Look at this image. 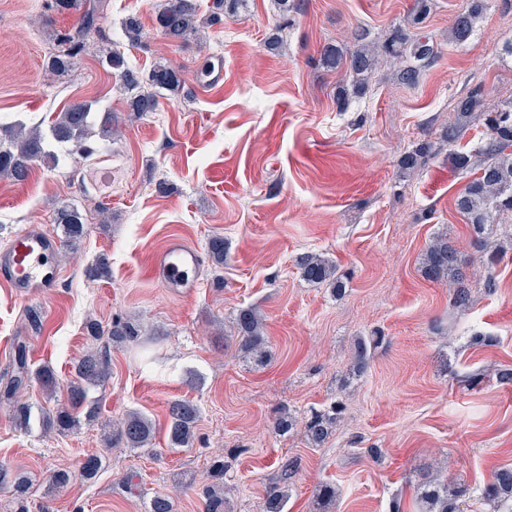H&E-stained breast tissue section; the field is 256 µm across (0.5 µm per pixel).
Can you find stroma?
Instances as JSON below:
<instances>
[{
  "instance_id": "35a3bbf8",
  "label": "stroma",
  "mask_w": 512,
  "mask_h": 512,
  "mask_svg": "<svg viewBox=\"0 0 512 512\" xmlns=\"http://www.w3.org/2000/svg\"><path fill=\"white\" fill-rule=\"evenodd\" d=\"M468 2L431 0L423 31L437 56L415 87L387 65L342 110L336 87L345 74L319 65L322 47L348 48L357 31L384 42L404 26L412 0H297L285 26L273 0H249L203 38L177 45L155 25L159 0H109L100 34L64 77L43 59L75 11L0 0V125L31 127L89 101L118 128L95 158L38 162L22 184L0 178V250L30 225L60 234L53 217L62 203L108 208L61 248L54 292L22 298L0 287V468L31 480V512H146L158 492L173 497L174 512H203L219 454L233 512H264L287 460L296 468L286 512H422L417 490L437 476L464 482L477 512H494L483 490L494 470L512 466V384L497 380L512 368V250L493 267L496 292L468 267L472 303L454 307L447 281L427 279L421 257L439 236L476 256L455 208L475 172L455 168L444 149L413 173L400 165L418 141H439L472 88L512 101V0H486L475 32L457 44L448 31ZM131 15L144 32L135 44L122 32ZM275 33L282 46L271 52L265 41ZM111 42L133 70L148 72L161 56L179 67L178 98H161L147 115L129 112L118 71L100 62ZM175 234L201 250L214 235L227 246L223 264L206 261L187 296L148 274ZM304 253L337 263L342 295L300 277ZM103 255L108 276H89ZM246 305L265 319L263 367L238 349L235 315ZM31 309L39 327L26 319ZM91 319L137 320L141 342L111 347L110 376L89 394L94 423L43 431L38 417L50 402L39 387L5 394L14 355L21 348L30 367H52L65 395L91 347ZM375 335L367 368L355 373L358 338ZM147 354L167 374L144 371ZM178 398L200 408L190 448L167 443V408ZM335 401L345 411L321 447L301 429L274 430L281 408L302 418ZM20 403L31 407L25 428L15 419ZM131 409L155 421V453L107 448L108 431ZM89 454L106 463L87 482L80 464ZM57 471L71 480L53 492L48 476ZM326 484L336 490L329 503L318 496Z\"/></svg>"
}]
</instances>
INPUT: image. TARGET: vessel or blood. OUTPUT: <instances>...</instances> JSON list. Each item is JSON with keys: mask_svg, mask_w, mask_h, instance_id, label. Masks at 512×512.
<instances>
[{"mask_svg": "<svg viewBox=\"0 0 512 512\" xmlns=\"http://www.w3.org/2000/svg\"><path fill=\"white\" fill-rule=\"evenodd\" d=\"M60 246L56 237L38 227L16 232L8 247L0 251V286L24 297L51 292L60 278L56 262ZM202 264L201 252L174 236L152 255L149 275L175 292L190 293L198 286Z\"/></svg>", "mask_w": 512, "mask_h": 512, "instance_id": "vessel-or-blood-1", "label": "vessel or blood"}]
</instances>
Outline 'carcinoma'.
Returning <instances> with one entry per match:
<instances>
[{
    "label": "carcinoma",
    "instance_id": "1",
    "mask_svg": "<svg viewBox=\"0 0 512 512\" xmlns=\"http://www.w3.org/2000/svg\"><path fill=\"white\" fill-rule=\"evenodd\" d=\"M246 4L247 0H217L216 11L210 18L203 20L199 18L196 0H162L155 15L156 27L170 42L181 43L199 34L204 25L211 26L220 22L223 11L234 13ZM104 7V0H48V9L58 12L75 10L80 12V17L75 27L55 34L54 48L45 59L46 71L63 76L73 69L77 56L86 49L89 35L99 30ZM484 10L485 0H471L470 6L453 21L450 31L452 41L457 44L467 41ZM352 43L353 46L347 52L334 45H327L320 54V63L327 70L345 68L356 77L352 87L349 88L344 83L336 87V102L339 105L346 103L350 93L359 94L365 90L369 77L385 61L397 65L401 83L407 86L417 85L423 65L432 61L437 54L429 39L412 38L401 29L380 48L365 42V38L359 34L353 36ZM105 61L110 68L120 71L130 112L139 115L154 112L158 108L160 96L176 97L181 91V72L165 59L157 61L145 76L126 68L124 57L117 50L106 54ZM485 108L488 109V133L476 150V155L481 157V172L457 197L455 206L471 225L475 247L479 252L488 255L483 287L492 293L498 288V284L491 265L505 253L503 245L494 239L495 226L499 224L501 216L512 214V104L488 107L482 90H471L456 103V120L443 130L441 141L450 146L454 145L468 127L474 112ZM96 125L99 126V135L112 136L110 114L100 117L93 110L92 104L75 102L55 116L49 125V135H44L38 125L27 132L20 130L13 133L8 144H0V177L14 182L25 181L36 163L55 157V154L47 150L49 139L61 147L71 144L84 158H92L98 149L88 141V135ZM435 151L437 148L434 143L420 141L402 157L401 168L414 171L422 160ZM55 223L62 225L65 243L68 245L76 243L87 232L86 216L70 204H63L58 208ZM296 265L307 283L329 284L335 291L341 289V275L332 261L320 255L305 254L297 258ZM465 268L458 251L446 239L432 240L423 253L424 274L436 281L446 277L453 282V303L464 309L470 304V292L465 286ZM236 327L244 356L256 365H267L265 328L257 310L251 306L240 308L236 315ZM86 331L95 340L107 335L112 343L121 345L136 341L141 327L130 321L116 320L112 322L110 329L105 330L99 323L90 321L86 324ZM14 365L16 375L10 392H15L25 378L37 382L44 391L56 390L57 378L49 366L30 369L25 353L21 350L15 356ZM109 374L107 350H91L85 354L75 367L76 381L67 387L68 404L54 412L43 411L42 427L60 433L75 427L79 422L80 409L86 401L87 388L103 385ZM168 414L167 436L171 447H189L193 442L200 415L197 404L188 399H174L169 403ZM339 414L340 408L333 405L313 412L310 418L302 422L304 434L312 445L319 447L325 442ZM153 438L152 419L142 411L132 410L116 425L107 440L115 446L122 444L126 448L144 449L153 445ZM102 464L101 456H87L81 463V476L85 479L95 477ZM294 469V461L287 460L283 463V482L269 487L265 502L266 512H284L288 502L287 480ZM210 477L212 484L203 492L205 512H225L227 505L221 490L224 461H213ZM28 490L27 479L16 476L12 492L20 503L17 512H28L24 505ZM486 494L496 499L512 500V467H501L494 472ZM461 496L463 491L452 484L428 482L423 485L420 500L425 512H465L460 508ZM148 512H174V502L169 495L158 493L150 500Z\"/></svg>",
    "mask_w": 512,
    "mask_h": 512
}]
</instances>
